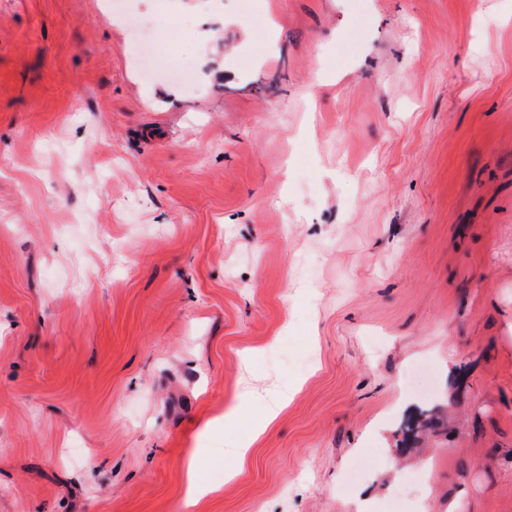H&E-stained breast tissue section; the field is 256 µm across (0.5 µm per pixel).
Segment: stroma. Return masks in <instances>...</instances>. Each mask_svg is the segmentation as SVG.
I'll use <instances>...</instances> for the list:
<instances>
[{"instance_id": "35a3bbf8", "label": "stroma", "mask_w": 512, "mask_h": 512, "mask_svg": "<svg viewBox=\"0 0 512 512\" xmlns=\"http://www.w3.org/2000/svg\"><path fill=\"white\" fill-rule=\"evenodd\" d=\"M191 475L512 512V0H0V512ZM287 399V394L283 393L269 400L266 414L263 417L251 421L253 438H245L240 440L233 447L238 448L235 454H238L241 458L245 457L248 452V448H250L253 441L267 430Z\"/></svg>"}]
</instances>
